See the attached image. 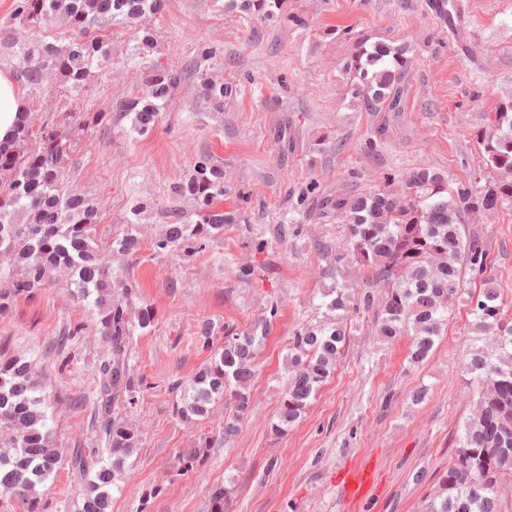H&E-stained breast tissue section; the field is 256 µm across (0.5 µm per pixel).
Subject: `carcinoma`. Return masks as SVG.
<instances>
[{
  "label": "carcinoma",
  "mask_w": 512,
  "mask_h": 512,
  "mask_svg": "<svg viewBox=\"0 0 512 512\" xmlns=\"http://www.w3.org/2000/svg\"><path fill=\"white\" fill-rule=\"evenodd\" d=\"M166 0H14L11 19L25 31L22 38L5 35L3 54L16 60L15 76L31 93L55 81L70 93L85 90L94 73L112 70L111 26L125 27L164 10ZM226 13H240L261 22L286 18L296 26L306 17L286 12L287 0H213ZM156 44L151 28L142 26L129 39L122 63L142 72L136 93L113 101L106 112H55L37 109L31 99L18 113L10 137L0 141V315L21 298L32 299L60 275L70 281L74 299L92 313L105 350L94 362L93 389L88 397L63 398L46 385L43 359L15 353L0 359V512H43L44 496L65 468L79 488L77 512H112V493L121 491L128 461L141 444L129 421L140 403L143 378L135 376L132 340L151 333L156 314L135 307L138 285L119 280L112 258H132L145 248L155 256L203 252L224 236V225L244 217L220 207L224 201V167L208 150L198 152L186 175L170 185L174 220L144 241L139 219L146 203L131 202L126 223L99 231L101 201L71 184L68 174L80 165L77 137L87 131L112 133L124 119L128 134L151 132L176 88L194 78L203 99L215 112L233 86L214 79L212 70L224 61V46L205 43L180 65L151 58ZM411 47L369 43L355 37L343 70L354 98L367 112H399ZM478 135L490 177L483 185L458 182L451 187L444 174L420 169L403 177L400 195L377 191L353 197L318 199L320 215H336L345 223L343 238L324 246L330 254L328 276H342L348 265L371 275L372 286L360 291L346 281L323 294L326 313L336 321L302 324L288 342V381L272 429L284 433L306 414L311 401L336 371L347 343L344 316L373 312L374 334L385 341L409 338L407 358L419 364L431 355L454 300L462 291L467 269L482 278L471 310L474 330L488 347H476L463 359L476 387L474 409L462 423L448 469L433 477L432 492L419 512H507L503 496L512 489V322L502 313L499 289L485 275V242L465 233L462 216L492 211L512 202V100L488 113ZM190 200L195 220H184L176 203ZM279 313L271 303L259 326L240 331L202 322L198 342L208 351L203 365L187 381H177L176 415L200 422L224 402L219 439L231 443L252 411L250 388L266 330ZM83 321L70 323L54 337L51 348L62 355L63 368L76 358L75 346L87 334ZM224 335L217 336L218 332ZM64 404L90 409L93 440L59 454L51 413ZM210 441L178 456L184 475L200 467ZM232 489L210 494L214 512H228Z\"/></svg>",
  "instance_id": "cac0c4a2"
}]
</instances>
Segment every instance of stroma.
Masks as SVG:
<instances>
[{"mask_svg":"<svg viewBox=\"0 0 512 512\" xmlns=\"http://www.w3.org/2000/svg\"><path fill=\"white\" fill-rule=\"evenodd\" d=\"M427 2L288 0L289 12L308 21L299 28L229 16L212 0H167L164 13L151 20L165 63L191 58L203 43L223 42L224 63L216 73L236 84L238 93L218 114L189 83L145 136L83 135L81 165L71 180L102 197L105 226L125 222L130 193L148 199L152 209L141 221L148 240L162 229L170 184L206 148L224 167L225 209L246 192L247 220L225 225L223 238L204 252L154 257L145 250L124 263V278L139 285L137 304L152 305L157 322L151 334L133 340L134 369L146 389L130 420L142 442L123 490L112 495V512H136L142 489L154 484L164 490L149 512H212L210 490L224 484L233 489L229 512H345L336 475L362 459L376 463L378 490L360 512H415L430 489L416 483L415 474L447 469L473 401L469 377L459 367L476 341L465 298L456 302L433 356L418 366L406 360L407 340L374 341L369 317L350 316V343L334 377L302 422L283 436L271 431L284 391L288 338L296 325L320 319L322 295L334 284L317 245L343 234L342 220L317 218L313 201L301 200L302 189L314 182L323 194L373 193L418 169L441 172L452 184L473 180L483 166L475 133L485 128L487 112L512 99V0H456L467 20L462 41L449 36ZM337 27L376 42L411 44L414 60L401 111L367 112L351 97L342 67L353 43L331 36ZM139 80V71L130 68L91 76L81 104L106 111ZM283 133L292 149H284ZM321 136L329 146L319 153L313 144ZM283 224L302 225L303 231L280 236ZM465 224L467 233L487 243V273L512 319V204L484 217L466 216ZM256 235L267 241L264 251L251 247ZM242 266L253 268L251 280L238 279ZM273 302L280 315L258 358L252 415L230 447L211 448L203 467L173 477L179 453L197 447L201 437L218 436L224 424L220 404L196 425L174 412L172 382L189 379L207 357L196 342L199 324L209 320L244 330ZM89 319L88 307L72 300L62 280L0 316V340L10 339L11 352L42 356L66 323ZM103 348L97 333L84 336L77 363L61 371L49 367L50 382L63 395H88L93 362ZM421 386L428 397L412 404L410 396ZM54 428L66 451L92 438L88 413L63 406ZM273 457L282 466L266 472Z\"/></svg>","mask_w":512,"mask_h":512,"instance_id":"stroma-1","label":"stroma"}]
</instances>
